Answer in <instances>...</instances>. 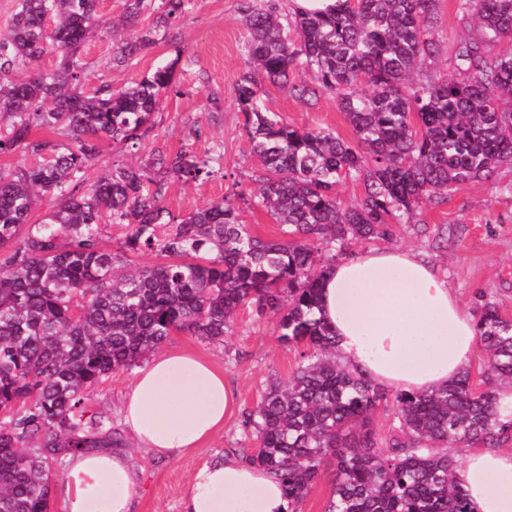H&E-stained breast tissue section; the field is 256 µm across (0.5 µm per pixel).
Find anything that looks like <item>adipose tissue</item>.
Masks as SVG:
<instances>
[{
  "label": "adipose tissue",
  "mask_w": 512,
  "mask_h": 512,
  "mask_svg": "<svg viewBox=\"0 0 512 512\" xmlns=\"http://www.w3.org/2000/svg\"><path fill=\"white\" fill-rule=\"evenodd\" d=\"M318 314L336 335V355L391 393L448 386L470 364L474 317L436 266L410 249L368 248L336 261ZM223 371L190 352L159 353L134 374L122 407L138 447L161 457L185 453L218 433L234 412ZM472 512H512V451L472 449L454 471ZM137 480L123 451L65 459L56 494L65 512H132ZM280 481L234 455L202 464L181 512H287Z\"/></svg>",
  "instance_id": "1"
}]
</instances>
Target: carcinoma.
<instances>
[{
    "label": "carcinoma",
    "instance_id": "cac0c4a2",
    "mask_svg": "<svg viewBox=\"0 0 512 512\" xmlns=\"http://www.w3.org/2000/svg\"><path fill=\"white\" fill-rule=\"evenodd\" d=\"M190 5L161 0L143 31L150 4L126 0L128 36L113 46L112 63L131 65ZM437 6L337 0L282 13L246 5L248 72L233 92L261 187L179 220L163 205L166 188L214 174L222 147L206 159L183 151L84 178L103 142L134 146L150 129L176 63L117 91H86L80 50L110 26L99 0H16L0 35V154L45 159L0 170V512H50L52 462L121 447L105 413L85 405L106 376L137 365L176 331L224 343L245 305L276 316L277 340L299 348L288 384L271 381L242 420L258 442L244 458L279 477L288 512H300L330 463L327 512H470L448 449L512 440V407L498 396L512 382V319L483 303L482 387L466 370L431 393L391 395L336 361L334 332L317 315L334 251L387 239L458 184L512 163V54H492L512 37V0H458L476 24L453 39L449 77L434 69ZM49 54L59 63L46 70ZM296 69L310 81L293 92L333 95L353 141L266 108L265 83L284 84ZM38 127L64 130L72 142L33 140ZM347 180L365 186L354 204L338 194ZM44 201L53 208L30 222ZM239 202L264 210L283 238L256 236L239 220ZM105 223L126 229L113 251L102 247ZM145 251L166 261L127 268ZM387 399L397 426L384 440L372 415Z\"/></svg>",
    "mask_w": 512,
    "mask_h": 512
}]
</instances>
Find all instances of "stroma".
<instances>
[{"instance_id": "stroma-1", "label": "stroma", "mask_w": 512, "mask_h": 512, "mask_svg": "<svg viewBox=\"0 0 512 512\" xmlns=\"http://www.w3.org/2000/svg\"><path fill=\"white\" fill-rule=\"evenodd\" d=\"M244 6V0H193L190 11L126 68L113 67L110 39L95 36L84 44V81L89 86L105 83L119 89L151 75L158 66L177 64L153 127L136 147L104 144L98 161L87 170L89 179L112 166H137L158 154L172 157L186 150L202 158L220 145L222 169L192 184L170 183L165 207L183 218L234 192L258 190L259 162L233 94L245 71ZM302 80L296 71L290 73L288 84L267 85L270 111L297 127H322L353 140L352 129L331 95L306 102L292 94L291 84ZM384 244L412 249L438 267L472 314H479L477 302L483 299L503 316L512 317V167L502 166L492 179L458 185L444 201L424 207L413 222L396 225ZM274 322V317L258 318L245 306L237 310L233 334L225 343L179 331L164 347L191 350L209 359L234 388L241 410L254 406L270 381L287 382L298 365L297 349L277 341ZM132 379L129 370L110 374L90 392L86 406L110 416L130 454L138 475L134 512H181V496L193 473L203 463L240 453L241 417L233 415L191 453L156 457L137 447L122 422L119 408Z\"/></svg>"}]
</instances>
